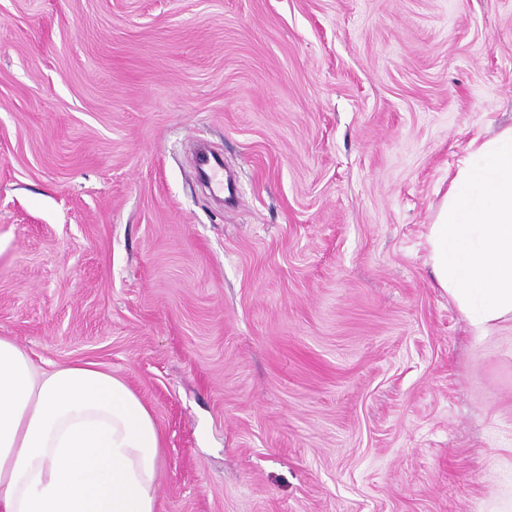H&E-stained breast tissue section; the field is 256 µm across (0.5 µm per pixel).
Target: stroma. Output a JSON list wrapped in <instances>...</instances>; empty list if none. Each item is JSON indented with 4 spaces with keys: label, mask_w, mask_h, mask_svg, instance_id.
I'll return each instance as SVG.
<instances>
[{
    "label": "stroma",
    "mask_w": 512,
    "mask_h": 512,
    "mask_svg": "<svg viewBox=\"0 0 512 512\" xmlns=\"http://www.w3.org/2000/svg\"><path fill=\"white\" fill-rule=\"evenodd\" d=\"M509 126L512 0H0V336L150 405L157 512H512V318L424 247Z\"/></svg>",
    "instance_id": "35a3bbf8"
}]
</instances>
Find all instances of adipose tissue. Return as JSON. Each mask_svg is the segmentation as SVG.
Here are the masks:
<instances>
[{
    "instance_id": "obj_1",
    "label": "adipose tissue",
    "mask_w": 512,
    "mask_h": 512,
    "mask_svg": "<svg viewBox=\"0 0 512 512\" xmlns=\"http://www.w3.org/2000/svg\"><path fill=\"white\" fill-rule=\"evenodd\" d=\"M425 238L476 333L512 316V127L469 142ZM163 464L153 411L121 378L43 369L0 336V512H156Z\"/></svg>"
}]
</instances>
